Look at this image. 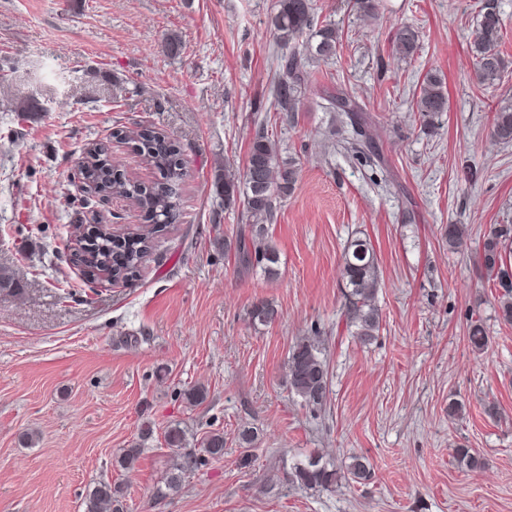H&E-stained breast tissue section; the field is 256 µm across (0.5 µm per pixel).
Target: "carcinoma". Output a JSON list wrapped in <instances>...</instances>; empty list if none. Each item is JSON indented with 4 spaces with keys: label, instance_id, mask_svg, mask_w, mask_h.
Here are the masks:
<instances>
[{
    "label": "carcinoma",
    "instance_id": "carcinoma-1",
    "mask_svg": "<svg viewBox=\"0 0 512 512\" xmlns=\"http://www.w3.org/2000/svg\"><path fill=\"white\" fill-rule=\"evenodd\" d=\"M315 8L313 0H276L271 17V28L276 43L286 48L305 32L314 30L316 44L304 54L296 50L275 56V74L271 92L274 108L278 112H294L300 102L306 68L312 59L327 62L336 56L339 31L333 24H323L313 29ZM504 40L503 21L498 0H482L476 25L469 40V53L473 60L474 75L478 82L489 86L500 81L505 68L501 50ZM418 35L410 27L399 28L393 39V48L400 57L407 59L416 52ZM331 107L344 113L358 132L370 122L356 98L343 91L329 96ZM416 112L425 122L448 111V97L443 90L441 77L426 75L414 99ZM490 135L498 143L512 144V103L501 104L492 110ZM143 161L159 171L162 180L145 184L122 178L109 181L101 179L98 172L110 164L107 147L95 145L86 151V163L81 173L95 194L121 195L132 200L146 214L152 224L134 232L115 235L108 227H98L81 233L77 243L80 249L74 256L86 268L85 274L110 279L130 285L140 275L149 259L157 233L180 219V193L172 186L182 182L180 145L152 126H141L129 133L117 134ZM299 176V168L291 160L280 156L276 143L264 130L256 131L242 172L230 165L218 170L213 183L215 193L229 207L242 203L245 224L235 240L221 242L224 253H232L238 268L248 272L261 268L270 277L277 275L278 255L269 239V224L274 220L281 199L291 195ZM448 251L458 253L467 247L469 229L464 224H450L444 230ZM480 261L493 278L496 288L498 318L512 324V224H494L484 235ZM341 276L345 283L344 316L350 335L361 344H369L380 329V313L376 296L381 288V274L377 255L369 240L360 236L351 239L342 255ZM23 283L12 268L0 267V291L16 292ZM253 322L268 324L276 320L278 310L269 301L255 303L250 311ZM468 343L477 354L488 351L491 336L483 321L470 323ZM286 382L289 391L300 399L303 406L314 414L326 412L330 394L329 366L320 337H303L288 351ZM208 457L224 455V434L211 433L202 441ZM456 458L471 470L486 466L484 457L471 448L455 449ZM177 463L168 478V488L177 489L188 468L203 462L190 455L176 454ZM372 473L361 456L351 457L347 474L338 472L321 459H310L291 467L290 481L305 488L331 490L344 478L355 482L367 481ZM84 512H124L120 487L110 481L94 484L84 497Z\"/></svg>",
    "mask_w": 512,
    "mask_h": 512
}]
</instances>
